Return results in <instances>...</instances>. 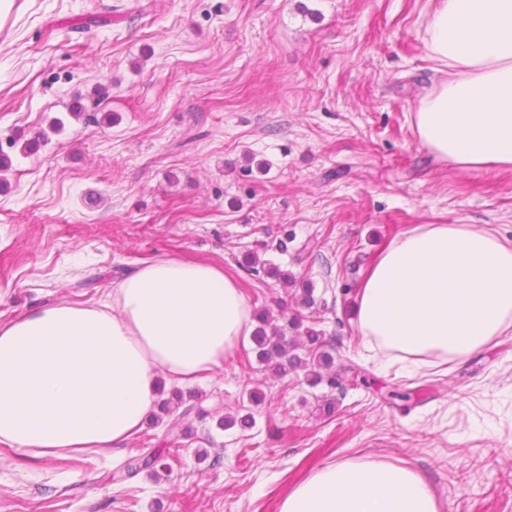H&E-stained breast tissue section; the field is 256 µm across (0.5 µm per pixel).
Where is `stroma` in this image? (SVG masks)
Returning a JSON list of instances; mask_svg holds the SVG:
<instances>
[{
    "label": "stroma",
    "instance_id": "obj_1",
    "mask_svg": "<svg viewBox=\"0 0 512 512\" xmlns=\"http://www.w3.org/2000/svg\"><path fill=\"white\" fill-rule=\"evenodd\" d=\"M433 0H11L0 12V322L102 305L143 260L222 266L252 309L314 290L310 325L353 366L281 377L252 343L153 407L117 481L104 451L38 462L0 447V512H277L314 468L380 459L427 476L441 512H512V330L428 368L369 350L354 312L380 246L420 224L512 240V171L436 160L411 126L441 79ZM87 115L72 116L74 105ZM288 286L249 275L246 255ZM252 415V427L236 420ZM227 426H220V419ZM165 465V458L161 454L151 457L133 456L113 476L122 479L125 474L133 475L142 469L153 470L158 475L160 470L165 469Z\"/></svg>",
    "mask_w": 512,
    "mask_h": 512
}]
</instances>
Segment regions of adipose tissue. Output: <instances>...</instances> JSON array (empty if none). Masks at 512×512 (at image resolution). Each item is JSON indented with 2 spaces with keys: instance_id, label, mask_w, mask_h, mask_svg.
<instances>
[{
  "instance_id": "1",
  "label": "adipose tissue",
  "mask_w": 512,
  "mask_h": 512,
  "mask_svg": "<svg viewBox=\"0 0 512 512\" xmlns=\"http://www.w3.org/2000/svg\"><path fill=\"white\" fill-rule=\"evenodd\" d=\"M425 52L443 78L412 117L419 144L457 168L512 170V0H435ZM357 328L425 365L462 360L512 329V241L469 224L413 227L384 244L360 283ZM252 326L239 280L176 257L140 262L112 308L55 303L0 322V446L32 460L123 454L159 377L206 380ZM278 512H440L406 465L351 459L293 484Z\"/></svg>"
}]
</instances>
